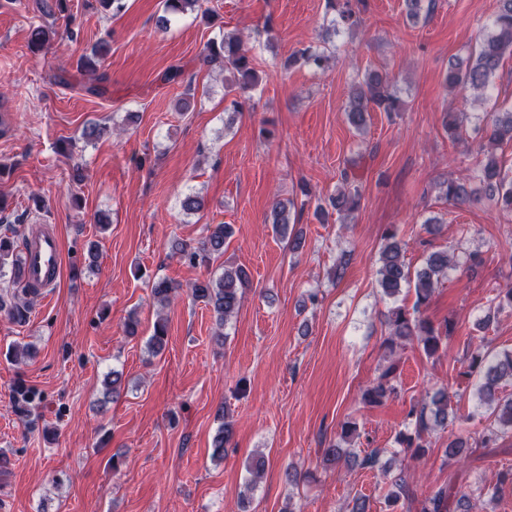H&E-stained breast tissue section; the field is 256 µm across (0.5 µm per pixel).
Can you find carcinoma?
I'll use <instances>...</instances> for the list:
<instances>
[{"label": "carcinoma", "instance_id": "cac0c4a2", "mask_svg": "<svg viewBox=\"0 0 512 512\" xmlns=\"http://www.w3.org/2000/svg\"><path fill=\"white\" fill-rule=\"evenodd\" d=\"M328 6L337 12L340 22L349 27L359 23L353 0H327ZM498 8L492 21V32L483 38L470 54L467 61L452 63L449 66L448 82L451 89L470 92L480 99L488 94L491 79L500 68L507 56H512V0H497ZM165 12L179 15L187 11L200 9L199 0H163ZM433 0H405L406 16L411 19L419 18L421 11H431ZM57 31L52 28L38 27L34 31L31 47L37 51L48 47L55 39ZM108 53V43L98 42L90 53L79 59V68L95 76L97 85L86 88L93 95L105 93L107 73L101 70V61ZM316 70L328 68V57L313 46H305L296 50L288 58L287 65L298 61ZM203 62L219 64L233 74L232 87L242 93L254 89L258 85L259 76L255 68V58L248 54L243 47V40L238 35H226L220 40H210L203 50ZM398 97L390 90V78L387 73L377 70L368 72L363 81L353 86L345 108L348 120L355 128L360 129L365 122V113L377 107L385 112L396 110ZM487 145L484 147V160L477 171V177L483 184L486 196L495 201L500 210L512 212V175L505 170L496 150L503 144L512 143V111L489 113L486 115ZM446 199L455 204H464L470 199L467 187L462 182H448L445 189ZM330 206L342 210L354 211L359 206V191L341 190L330 197ZM275 231L282 235L291 224V212L287 203L281 200L273 202L270 214ZM232 229L228 224H217L210 230L209 235L198 247L176 241L172 245L174 253L190 264L218 258L224 254V245L230 238ZM15 229L3 225L0 229V272L9 267L17 270L21 264V254L14 245ZM387 243L381 252V265L377 270L378 285L384 295L396 296L404 284H414L415 302L412 309L396 306L390 310L391 338L387 339V348L395 351L396 340L415 339L424 353L433 357L444 346V341L453 331L450 321H444L441 326H435L432 321L421 316V310L429 302L435 286L440 279L448 276V270L457 267L458 259L448 255L446 251L430 253L423 267L417 271L415 278H410V272L405 260V250L401 242L396 240L392 230L386 234ZM248 282V274L242 267L226 266L220 277L197 280L191 293L195 301L210 307L216 316L219 326H224L237 314L243 299V288ZM175 286L166 280H158L152 293L161 305L169 303ZM493 315L512 311V288H504L493 299ZM0 311L15 322L27 320L30 308L19 293L0 296ZM168 335V324L165 319L158 318L153 326V333L148 345L153 352L158 353L165 345ZM469 369L478 376L477 396L480 405L490 410L489 425L476 440L484 448H489L504 436L512 435V397L502 394L501 383L512 379V352H503L493 357L477 346L470 354ZM396 367L389 366L380 376L378 383L367 389L363 400L370 404H380L383 399L395 392V387L388 384V378ZM410 415L416 417L417 428L414 433H399L396 443L402 448L413 450V455L425 453L428 447L429 433L435 426H443L448 420V392L441 390L430 396V401L423 402L420 409H412ZM232 435V424L228 421L218 430L213 438V455L224 457V446ZM467 442L460 437L448 440L444 448V456L450 460L461 459L467 455ZM386 478L388 490L385 503L388 508H395L405 498L407 479L404 472L396 475L382 471ZM512 482L511 474H500L495 483L484 484L474 489L463 488L455 482L448 487L439 488L421 501L420 512H458L453 505L470 503L472 496L486 495L489 500H495L505 482Z\"/></svg>", "mask_w": 512, "mask_h": 512}]
</instances>
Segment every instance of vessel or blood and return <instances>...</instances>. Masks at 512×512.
I'll list each match as a JSON object with an SVG mask.
<instances>
[{
	"instance_id": "obj_1",
	"label": "vessel or blood",
	"mask_w": 512,
	"mask_h": 512,
	"mask_svg": "<svg viewBox=\"0 0 512 512\" xmlns=\"http://www.w3.org/2000/svg\"><path fill=\"white\" fill-rule=\"evenodd\" d=\"M28 287L46 293L55 288L62 271V252L57 229L45 224L28 235L23 244Z\"/></svg>"
}]
</instances>
